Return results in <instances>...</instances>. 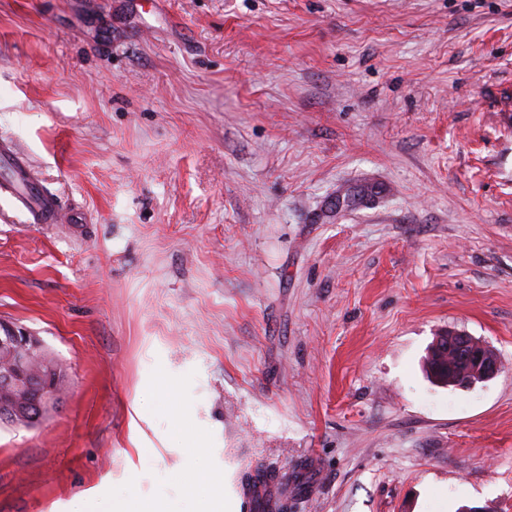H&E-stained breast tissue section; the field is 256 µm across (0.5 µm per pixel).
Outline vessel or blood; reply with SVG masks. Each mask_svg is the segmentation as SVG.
<instances>
[{
	"mask_svg": "<svg viewBox=\"0 0 512 512\" xmlns=\"http://www.w3.org/2000/svg\"><path fill=\"white\" fill-rule=\"evenodd\" d=\"M26 212L30 223L57 224L66 215L57 199L36 179L25 158L8 140L0 141V197Z\"/></svg>",
	"mask_w": 512,
	"mask_h": 512,
	"instance_id": "1",
	"label": "vessel or blood"
}]
</instances>
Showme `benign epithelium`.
<instances>
[{"label":"benign epithelium","mask_w":512,"mask_h":512,"mask_svg":"<svg viewBox=\"0 0 512 512\" xmlns=\"http://www.w3.org/2000/svg\"><path fill=\"white\" fill-rule=\"evenodd\" d=\"M455 347L464 351L471 381H488L501 371L499 357L485 342L463 332L450 331ZM0 418L12 426H29L56 409L63 400L61 373L48 346L34 331L13 321L0 320Z\"/></svg>","instance_id":"obj_1"}]
</instances>
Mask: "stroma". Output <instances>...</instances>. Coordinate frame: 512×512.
<instances>
[{"instance_id":"1","label":"stroma","mask_w":512,"mask_h":512,"mask_svg":"<svg viewBox=\"0 0 512 512\" xmlns=\"http://www.w3.org/2000/svg\"><path fill=\"white\" fill-rule=\"evenodd\" d=\"M0 319L69 374L0 512H512V0H0ZM496 377L433 384L437 336ZM9 198L26 212L30 224L75 222L65 215L57 199L36 179L25 158L8 140L0 141V197ZM448 336L453 339V344L465 351V368L471 375V381L458 387L472 386L476 382L488 381L496 377L501 371L499 357L495 350L484 341H481L463 331H448ZM447 333L437 336L431 345L426 358V369L430 377L439 384H458L452 381L448 373V342Z\"/></svg>"}]
</instances>
